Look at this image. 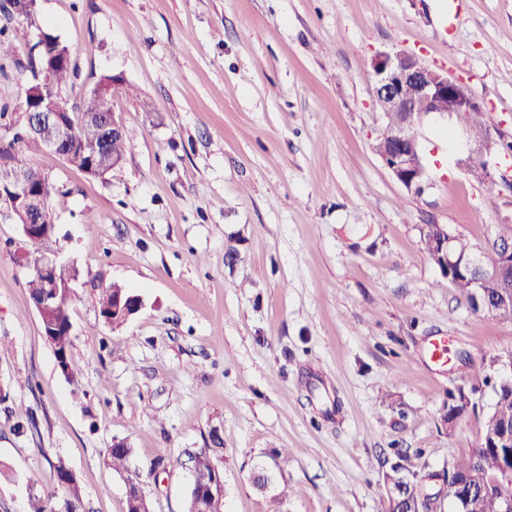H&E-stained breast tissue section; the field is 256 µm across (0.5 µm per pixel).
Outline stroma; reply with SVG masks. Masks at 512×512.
Instances as JSON below:
<instances>
[{"label": "stroma", "instance_id": "1", "mask_svg": "<svg viewBox=\"0 0 512 512\" xmlns=\"http://www.w3.org/2000/svg\"><path fill=\"white\" fill-rule=\"evenodd\" d=\"M460 3L453 17L448 0H37L36 30L0 11L14 47L0 107L23 110L42 30L72 50L70 103L102 73L125 77L111 106L129 137L102 179L31 157L57 187L55 250L80 271L75 382L29 298L34 247L0 212V512L54 491L60 459L85 512H126L105 463L116 440L151 512H187L188 454L216 431L223 512H269L252 473L284 449L288 512H379L402 457L442 488L482 429L473 413L444 425L448 396L478 387L491 407L512 323L460 301L419 227L492 242L512 224V169L463 172V134L434 119L419 132L430 186L408 193L371 148L370 63L404 51L462 81L512 143V0ZM114 282L144 298L119 326L98 309ZM440 339L444 364L429 354Z\"/></svg>", "mask_w": 512, "mask_h": 512}]
</instances>
